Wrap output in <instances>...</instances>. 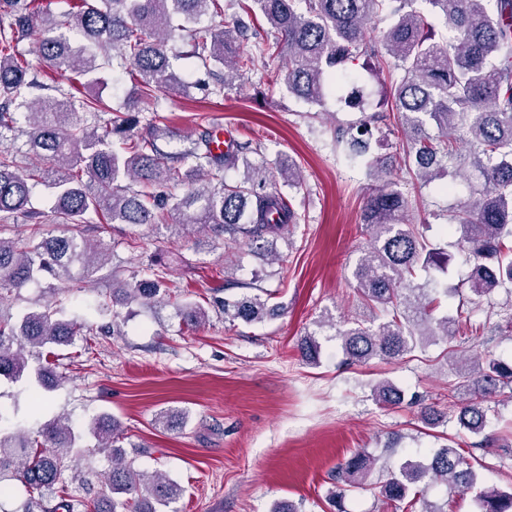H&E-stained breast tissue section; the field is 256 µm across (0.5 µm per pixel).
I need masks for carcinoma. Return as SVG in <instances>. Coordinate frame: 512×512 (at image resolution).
<instances>
[{"instance_id":"1","label":"carcinoma","mask_w":512,"mask_h":512,"mask_svg":"<svg viewBox=\"0 0 512 512\" xmlns=\"http://www.w3.org/2000/svg\"><path fill=\"white\" fill-rule=\"evenodd\" d=\"M416 0H63L66 8L52 13L39 0H0V220L22 214L31 221L29 235L0 237V299L29 283L48 277L67 280L73 288L91 282L96 265L113 250L103 238L90 239L82 224H163L177 214L181 225H213L228 241H244L263 250L280 237L299 215L289 198L266 189L267 167L245 159L251 142H237L215 153L205 132L192 146L167 151L159 141L178 133L157 123V92L177 83L169 50L181 42L201 68L215 75L206 94L221 96L234 85L256 57L276 55L287 63L284 83L297 98L312 104L341 89L351 76L347 64L363 57L373 62L376 76L390 80L392 115L361 111L355 121L333 130L336 153L349 167H363L382 181L366 200L363 222L370 230L368 253L354 272L368 308H380L390 319L377 328L359 321L337 332L347 360L365 364L373 359L398 360L422 342L440 337L450 343L469 321L433 316L431 287L414 286L409 278L419 267L446 270L448 255L428 247L409 224L402 222L408 197L383 178L386 159L374 148L395 132L403 137V162L422 184L466 178L468 160L479 179L470 183V197L450 216V226L471 263V292L483 297L512 285V0H425L440 13L451 35L437 41ZM234 10L236 26L202 33L203 19ZM383 13L395 18L380 40L367 35L371 19ZM272 29L265 39L255 29L258 18ZM82 37L73 43L70 34ZM36 35L27 58L20 43ZM121 70L133 77L137 102L152 107L154 118L144 127L130 117L124 123L104 118L105 106L92 95L78 97L75 84L89 87L104 70ZM47 70L69 76V85L49 86L39 80ZM435 124L438 134L427 125ZM26 136L24 161L15 143ZM472 146L462 157L458 143ZM243 161V176L233 182L224 171ZM288 187L302 184L299 169L276 167ZM205 179L184 196L171 197L163 188ZM42 187L52 199L54 223L66 226L46 236L40 213L29 207ZM134 287L112 288V301L150 302L167 294L159 271H139ZM57 299L12 319L0 312V378L19 380L29 373L25 346L53 348L71 345L84 325L57 318ZM178 309L199 325L206 310L192 303ZM260 296L224 299V317L253 322L263 317ZM304 361L316 365L320 349L308 336L302 340ZM452 386L453 412L459 426L479 434L487 423L488 398L512 390V362L471 357L457 371ZM375 398L384 407H398L404 391L393 382H378ZM89 432L107 450L111 467L108 486L114 497L93 502V512H157L156 506L177 499L183 489L162 475L144 478L132 468L119 438V424L110 415L95 418ZM80 436L55 418L38 435L0 432V472L11 468L39 499L41 512H77L83 501L61 499L52 510L42 498L54 492L68 464L75 461ZM377 467L364 451L336 467L334 480L358 488ZM441 482L462 495L470 493L479 512H512V488L480 485L470 459L449 443L435 449L427 462L406 461L381 481L388 502L420 497L422 512H447L426 499L430 484Z\"/></svg>"}]
</instances>
